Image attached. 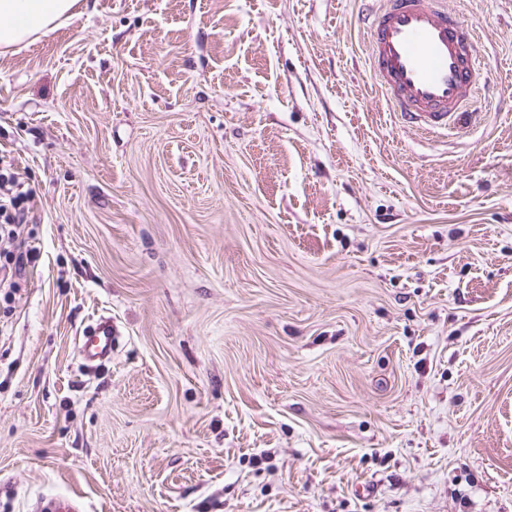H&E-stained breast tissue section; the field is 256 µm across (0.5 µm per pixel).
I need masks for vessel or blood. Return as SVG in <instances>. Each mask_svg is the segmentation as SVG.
Segmentation results:
<instances>
[{"mask_svg": "<svg viewBox=\"0 0 512 512\" xmlns=\"http://www.w3.org/2000/svg\"><path fill=\"white\" fill-rule=\"evenodd\" d=\"M370 68L399 123L438 135L466 129L479 85L475 30L442 0H384L368 29ZM115 330L102 317L78 337L85 362L111 358Z\"/></svg>", "mask_w": 512, "mask_h": 512, "instance_id": "vessel-or-blood-1", "label": "vessel or blood"}]
</instances>
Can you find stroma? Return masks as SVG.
<instances>
[{
	"label": "stroma",
	"instance_id": "1",
	"mask_svg": "<svg viewBox=\"0 0 512 512\" xmlns=\"http://www.w3.org/2000/svg\"><path fill=\"white\" fill-rule=\"evenodd\" d=\"M446 2L485 68L443 138L374 0H85L0 53V512H512V0ZM6 163L0 157V257L6 259V264L0 265L4 272L1 276L2 282L11 280L13 277V269L10 265L15 264V273L17 267L22 265V259L14 257L13 251L10 250L16 238L20 235V228L26 222V214L28 207L26 204L30 202L31 194L23 192L21 184L16 181L15 174L11 171L12 163ZM11 273V274H10ZM78 336L79 352L86 363L112 358V344L115 336L112 318L100 317Z\"/></svg>",
	"mask_w": 512,
	"mask_h": 512
}]
</instances>
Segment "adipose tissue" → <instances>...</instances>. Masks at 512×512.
<instances>
[{
    "label": "adipose tissue",
    "mask_w": 512,
    "mask_h": 512,
    "mask_svg": "<svg viewBox=\"0 0 512 512\" xmlns=\"http://www.w3.org/2000/svg\"><path fill=\"white\" fill-rule=\"evenodd\" d=\"M80 0H0V48L9 49L57 28Z\"/></svg>",
    "instance_id": "1"
}]
</instances>
